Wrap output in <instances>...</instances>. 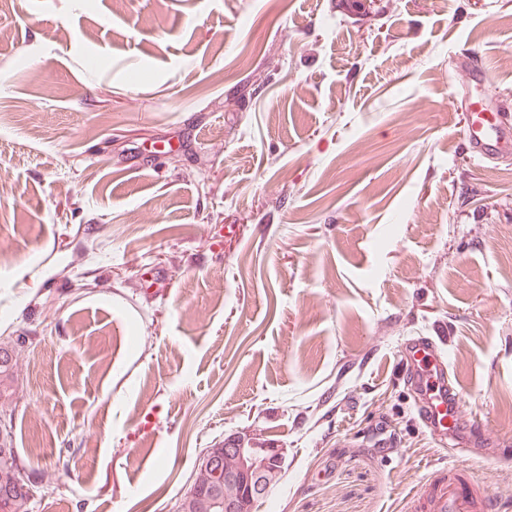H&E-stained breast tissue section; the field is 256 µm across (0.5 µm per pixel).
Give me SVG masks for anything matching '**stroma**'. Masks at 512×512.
I'll use <instances>...</instances> for the list:
<instances>
[{
    "instance_id": "stroma-1",
    "label": "stroma",
    "mask_w": 512,
    "mask_h": 512,
    "mask_svg": "<svg viewBox=\"0 0 512 512\" xmlns=\"http://www.w3.org/2000/svg\"><path fill=\"white\" fill-rule=\"evenodd\" d=\"M0 0V341L33 512H176L197 455L286 451L257 512H404L431 468L512 512V0ZM440 337L490 444L399 376ZM459 68L465 73L467 81L482 92L484 98H490L485 73L476 59L471 57L463 58V62ZM471 113L470 123L461 130V139L476 158L512 152V136L501 125L496 115L489 118L479 101L472 98L462 100Z\"/></svg>"
}]
</instances>
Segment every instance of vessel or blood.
<instances>
[{
    "instance_id": "b4317fda",
    "label": "vessel or blood",
    "mask_w": 512,
    "mask_h": 512,
    "mask_svg": "<svg viewBox=\"0 0 512 512\" xmlns=\"http://www.w3.org/2000/svg\"><path fill=\"white\" fill-rule=\"evenodd\" d=\"M471 114L461 138L476 158L512 152V133L497 118L487 117L479 102L464 99ZM397 361L406 387L418 396V418L434 434L464 438L473 433L481 438L483 426L465 421L461 414L462 393L449 375L437 341L427 336L407 339ZM497 506L485 484L477 482L462 467L451 465L433 470L408 497L407 512H496Z\"/></svg>"
}]
</instances>
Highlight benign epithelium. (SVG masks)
Returning <instances> with one entry per match:
<instances>
[{
	"label": "benign epithelium",
	"instance_id": "1",
	"mask_svg": "<svg viewBox=\"0 0 512 512\" xmlns=\"http://www.w3.org/2000/svg\"><path fill=\"white\" fill-rule=\"evenodd\" d=\"M283 463V449L236 437L225 439L222 448L202 452L195 470L211 487L203 501L205 512H255L277 482Z\"/></svg>",
	"mask_w": 512,
	"mask_h": 512
}]
</instances>
